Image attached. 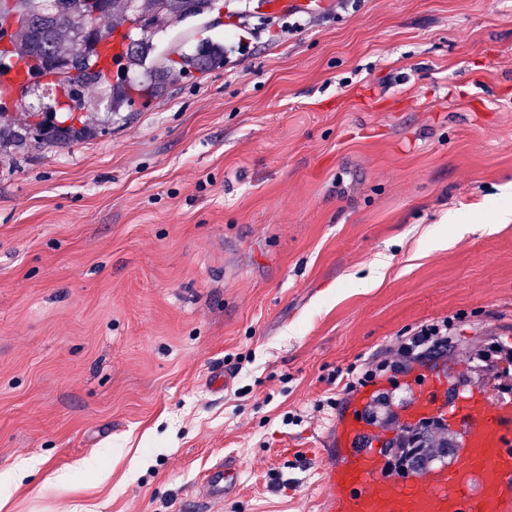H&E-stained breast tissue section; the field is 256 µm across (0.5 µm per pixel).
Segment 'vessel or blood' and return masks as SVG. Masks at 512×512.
<instances>
[{"instance_id":"vessel-or-blood-1","label":"vessel or blood","mask_w":512,"mask_h":512,"mask_svg":"<svg viewBox=\"0 0 512 512\" xmlns=\"http://www.w3.org/2000/svg\"><path fill=\"white\" fill-rule=\"evenodd\" d=\"M127 44L125 30L107 32L98 60L102 74L118 66ZM27 75L22 62L0 69V105L21 103ZM411 385L406 420H446L463 438L456 463L405 476L389 473L383 450L367 442L370 430L362 405L368 393L351 394L336 428L332 461L321 467L326 488L322 512H512V395L484 386L455 392L425 371ZM237 484L238 472L228 466L210 476L204 492L217 497Z\"/></svg>"}]
</instances>
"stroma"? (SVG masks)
<instances>
[{"mask_svg": "<svg viewBox=\"0 0 512 512\" xmlns=\"http://www.w3.org/2000/svg\"><path fill=\"white\" fill-rule=\"evenodd\" d=\"M223 2L156 47L222 70L0 155V512H319L337 375L512 348V0ZM453 326L450 318L420 325L411 336L402 338L396 346L388 350L385 358L376 365V370L367 369L357 377V383L365 385L373 381L377 372L407 373L414 365L424 366L429 361L438 359L435 353H440V349L448 345V333ZM238 484V472L235 467L224 465V470L215 471L205 484L206 496L218 497L225 491L233 490Z\"/></svg>", "mask_w": 512, "mask_h": 512, "instance_id": "35a3bbf8", "label": "stroma"}]
</instances>
